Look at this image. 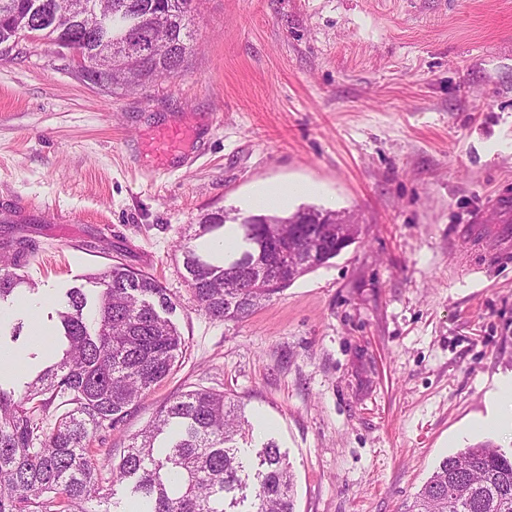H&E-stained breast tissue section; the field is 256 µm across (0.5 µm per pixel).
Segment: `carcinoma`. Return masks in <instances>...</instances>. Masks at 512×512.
Listing matches in <instances>:
<instances>
[{
    "label": "carcinoma",
    "mask_w": 512,
    "mask_h": 512,
    "mask_svg": "<svg viewBox=\"0 0 512 512\" xmlns=\"http://www.w3.org/2000/svg\"><path fill=\"white\" fill-rule=\"evenodd\" d=\"M58 2L0 0V54L25 39L72 43L94 63L84 78L134 88L178 75L194 50L196 0H106L112 18L104 30L78 14L56 20ZM134 18L140 21L136 34H152L156 42L155 53L140 59L124 54L118 42ZM336 215L315 207L285 217L203 215L199 235L232 221L247 248L215 263L179 245L200 309L226 321L248 318L295 282L274 264V248L288 226L334 224ZM19 261L18 251L0 254V301L22 284L14 272ZM262 266L281 278V287H224ZM90 283L99 287L93 311H86V294L75 287L58 312L60 360L19 396L0 389V512H113L117 487L126 482V512H295L286 454L269 440L253 448L255 461L245 464L239 442L249 439L252 426L243 407L206 389L162 406L103 485L94 444L172 373L185 339L164 316L173 303L153 276L116 263ZM405 512H512V454L482 442L444 458Z\"/></svg>",
    "instance_id": "obj_1"
}]
</instances>
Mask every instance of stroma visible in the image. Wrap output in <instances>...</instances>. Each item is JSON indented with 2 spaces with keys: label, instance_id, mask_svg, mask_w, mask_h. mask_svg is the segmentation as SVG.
<instances>
[{
  "label": "stroma",
  "instance_id": "35a3bbf8",
  "mask_svg": "<svg viewBox=\"0 0 512 512\" xmlns=\"http://www.w3.org/2000/svg\"><path fill=\"white\" fill-rule=\"evenodd\" d=\"M197 129L191 162L157 160L159 127ZM353 215L360 239L243 321L200 310L180 242L259 183ZM512 192V0H199L185 70L129 93L83 78L45 42L0 59V252L26 280L0 318L22 393L59 359L67 289L114 262L154 275L186 345L175 371L105 436L109 472L173 397L239 401L253 445L293 467L296 512H404L439 462L512 437L475 430L512 374V254L468 228Z\"/></svg>",
  "mask_w": 512,
  "mask_h": 512
}]
</instances>
